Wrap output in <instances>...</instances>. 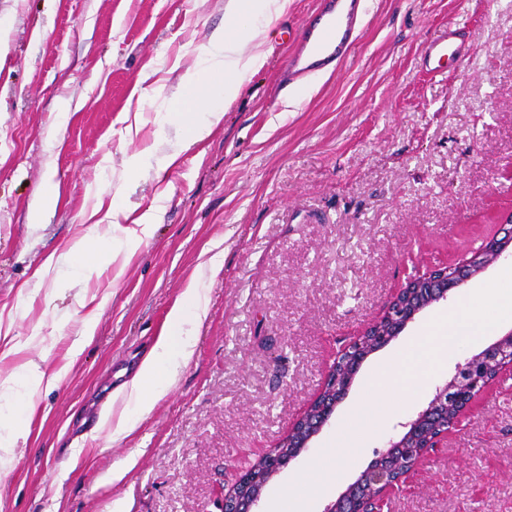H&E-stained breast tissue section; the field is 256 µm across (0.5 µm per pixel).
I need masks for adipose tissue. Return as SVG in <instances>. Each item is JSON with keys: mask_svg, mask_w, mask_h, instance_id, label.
<instances>
[{"mask_svg": "<svg viewBox=\"0 0 512 512\" xmlns=\"http://www.w3.org/2000/svg\"><path fill=\"white\" fill-rule=\"evenodd\" d=\"M289 0H226L225 24L214 31L205 49L203 67L187 69L179 78L178 94L186 100L203 97L205 106L185 113L182 139L192 144L208 138L224 119L221 100L234 99L245 77L262 67L265 56L262 46L275 18L285 12ZM251 45V53H243V45ZM125 208L120 200H113L106 215L117 235L110 248L98 254L87 253L84 242L71 249L80 262L81 271L92 273L101 265L111 263L124 250L136 247L154 231V212L144 213L134 226L124 225ZM205 313L203 297L197 285H189L182 304L174 307L168 318V331L160 336L152 354L141 364L129 392L133 417L119 421L114 437L130 434L135 427V416L146 413L152 402L166 393L175 381L179 366L187 364L194 353V327ZM468 319L450 312L439 324L435 335L417 337L416 343L426 357L441 358L449 349L473 336ZM314 481H302L289 487L285 499L276 500L270 512H308L310 500L328 485L325 467H317Z\"/></svg>", "mask_w": 512, "mask_h": 512, "instance_id": "adipose-tissue-1", "label": "adipose tissue"}]
</instances>
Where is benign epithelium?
<instances>
[{"instance_id":"7a95c632","label":"benign epithelium","mask_w":512,"mask_h":512,"mask_svg":"<svg viewBox=\"0 0 512 512\" xmlns=\"http://www.w3.org/2000/svg\"><path fill=\"white\" fill-rule=\"evenodd\" d=\"M510 250L512 228L501 238L491 237L457 263L431 265L407 278L382 314L336 352L316 397L274 448L259 457L266 467L263 484L254 486L255 465H250L227 491L214 499L215 512H255L273 476L329 425L364 360L399 336L425 309L448 300L453 290L497 264ZM507 373L512 375V329L481 352L456 364L455 375L435 388L427 407L404 424V433L390 439L386 449L323 512H381L387 497L400 489L434 449L443 447L462 416L469 414L478 398ZM284 448L289 449L286 458L282 457Z\"/></svg>"}]
</instances>
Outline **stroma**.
I'll use <instances>...</instances> for the list:
<instances>
[{
	"instance_id": "35a3bbf8",
	"label": "stroma",
	"mask_w": 512,
	"mask_h": 512,
	"mask_svg": "<svg viewBox=\"0 0 512 512\" xmlns=\"http://www.w3.org/2000/svg\"><path fill=\"white\" fill-rule=\"evenodd\" d=\"M316 0H290L265 62L187 145L179 76L224 25V0H0V380L30 364L61 373L18 420L0 512H200L286 433L337 348L375 320L409 275L462 259L512 205V0H368L336 71L280 89ZM462 32L466 64L421 70L423 43ZM139 155L137 169L127 160ZM57 203L42 211L46 183ZM120 199L129 220L159 214L151 238L86 276L69 251L105 249L90 216ZM224 252L203 269L212 246ZM505 258L426 309L362 363L330 425L275 476L274 498L326 449L358 454L315 497L323 512L455 365L512 329L472 301ZM207 313L195 352L127 437L112 432L130 384L190 284ZM487 327L447 361L407 356L451 311ZM95 332L70 346L87 316ZM399 360L361 433L350 413ZM121 479H114L115 471ZM383 512H512V377L391 494Z\"/></svg>"
}]
</instances>
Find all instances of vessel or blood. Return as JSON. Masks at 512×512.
<instances>
[{"instance_id": "1", "label": "vessel or blood", "mask_w": 512, "mask_h": 512, "mask_svg": "<svg viewBox=\"0 0 512 512\" xmlns=\"http://www.w3.org/2000/svg\"><path fill=\"white\" fill-rule=\"evenodd\" d=\"M364 0H320V5L303 29L302 38L288 55L282 79L294 84L315 72L336 68L356 39ZM470 46L456 28L445 37L426 42L421 59L426 71L437 70L441 59L466 60Z\"/></svg>"}]
</instances>
